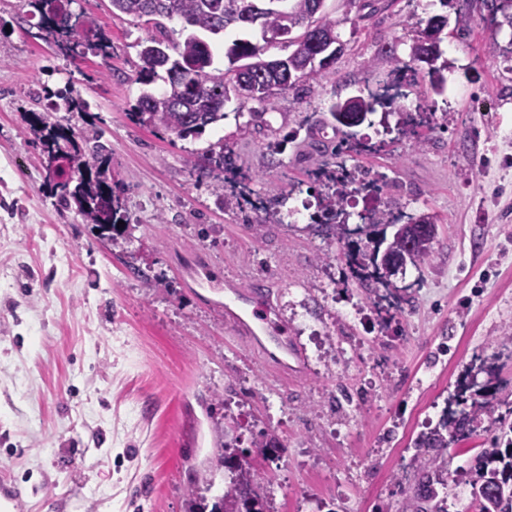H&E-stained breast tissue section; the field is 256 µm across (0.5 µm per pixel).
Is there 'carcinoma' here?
<instances>
[{"instance_id": "carcinoma-1", "label": "carcinoma", "mask_w": 512, "mask_h": 512, "mask_svg": "<svg viewBox=\"0 0 512 512\" xmlns=\"http://www.w3.org/2000/svg\"><path fill=\"white\" fill-rule=\"evenodd\" d=\"M323 2L283 0L281 7H268L262 12L263 32L272 40H286L289 48L288 55L281 59L283 70L277 72L269 70L262 49L246 39L233 40L225 51L228 66L215 69L210 43L197 35L199 30L218 35L232 25L249 24L246 13L264 0H110L112 14L132 16L156 31L142 44L140 83L150 84L160 69L167 74V84L161 91L145 90L140 94L131 116L142 126L185 140L224 120V104L238 96L242 84L253 82L259 85V91L251 99L267 110L275 109L281 92L298 89L300 83L323 76L336 63V45L341 43L339 22L322 11ZM72 3L74 0H31L48 33L65 38L70 57H82L91 51L107 59L111 54L110 42L83 20V15L71 9ZM165 19L179 20L186 36L173 39L163 23ZM447 24L444 15L430 17L409 44L412 59L428 66L430 89L438 95L444 93L447 85L444 70L448 63H438V34ZM350 102L353 112L367 115L375 112L377 104L371 95H358ZM326 112L339 126H360L351 120L350 111L341 102L330 103ZM39 140L48 178L54 183L61 205L67 209L75 207L87 223L102 229L127 221L122 199L109 176L111 158L99 133H94L82 147L71 128L44 122ZM229 164L222 140L188 160L190 172L199 178L217 171L222 173ZM344 187L345 183L332 175L326 191L318 198L319 227L335 237L348 232L350 213L345 210ZM433 238L432 233L409 237L396 231L388 238L382 237L379 244L386 245L392 254L409 253L410 264L417 267L430 258ZM379 254L377 247L364 260L366 267L372 269L370 278L375 287L388 288L391 282L380 264ZM484 420L495 426V433L489 447L477 453L472 500L477 512H512V412L495 414V405L485 395L472 399V405L459 409L452 419L448 418V411H443L438 423L415 439L418 480L401 512H429L426 504L438 497L439 490H448L454 481L448 468L438 462V455L477 432ZM229 449L230 445L223 444L218 449L216 464L186 488L188 512H268L253 489L254 472L244 469L241 456ZM223 467L231 473L224 483V493L209 510L197 506L203 500L202 492L214 486L217 472Z\"/></svg>"}]
</instances>
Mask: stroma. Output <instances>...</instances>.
<instances>
[{
	"mask_svg": "<svg viewBox=\"0 0 512 512\" xmlns=\"http://www.w3.org/2000/svg\"><path fill=\"white\" fill-rule=\"evenodd\" d=\"M74 10L111 41L109 62L66 57L28 0H0V464L19 512H185L227 419L237 452L263 432L280 444L287 471L255 474L275 512H399L417 478L409 446L459 382L512 410V62L487 55L512 48V27L488 22L482 0H390L364 20L351 0H325L345 44L333 69L272 111L230 101L224 121L182 140L130 115L150 28L109 0ZM438 14L441 95L406 42ZM403 67L405 105L432 120L395 142L397 114L379 111L346 148L328 103ZM40 82L71 85L91 111H46L32 100ZM479 95L498 111H476ZM39 118L102 131L128 217L114 238L57 205ZM219 140L229 169L191 175L187 155ZM339 161L379 179L383 206L437 226L429 261L394 287L354 279L364 240L313 226ZM284 195L303 223H264L249 204ZM243 294L280 310L287 365L226 320ZM354 307L373 324L332 321Z\"/></svg>",
	"mask_w": 512,
	"mask_h": 512,
	"instance_id": "35a3bbf8",
	"label": "stroma"
}]
</instances>
